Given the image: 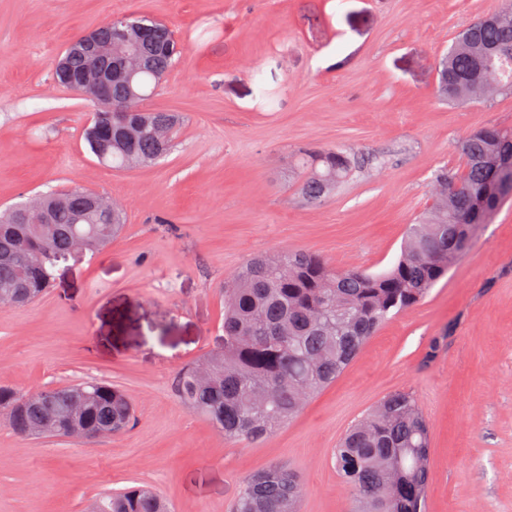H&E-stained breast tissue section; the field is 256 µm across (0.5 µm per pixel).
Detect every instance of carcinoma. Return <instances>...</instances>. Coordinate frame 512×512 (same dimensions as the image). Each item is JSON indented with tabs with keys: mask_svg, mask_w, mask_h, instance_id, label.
<instances>
[{
	"mask_svg": "<svg viewBox=\"0 0 512 512\" xmlns=\"http://www.w3.org/2000/svg\"><path fill=\"white\" fill-rule=\"evenodd\" d=\"M130 23L152 27L136 46L148 64L135 78L137 101L152 95L172 70L179 45L163 22L135 12ZM512 5L468 25L440 63L439 95L455 105L512 93ZM61 59L73 73L88 65L73 40ZM132 135L112 137L117 169L146 166L172 150L183 122L175 112L144 110L130 116ZM167 133L160 147L156 132ZM462 164L439 169L432 179L433 201L408 225L401 255L386 271L339 270L302 250L249 259L224 278V347L182 368L177 397L226 438L254 442L294 419L322 388L339 377L363 345L394 315L420 305L435 284L470 250L481 224L476 209L494 205L504 178L512 183V128L488 126L467 134ZM347 150L299 152L294 167L298 192L319 204L357 172ZM87 191L74 188L42 194L0 215V294L13 307L39 300L52 271L72 257L71 238L81 235L86 253L101 251L124 228L125 216L107 211L75 218ZM42 207L46 224L22 223L21 211ZM0 414L22 437L55 428L65 437L76 426L93 435L127 433L134 409L128 394L103 381H86L26 393L0 385ZM430 427L414 396L397 391L364 414L334 449L336 468L359 507L354 512H424L430 471ZM302 488L294 473L277 465L247 478L232 512H299ZM97 512H171L162 496L139 486L94 499Z\"/></svg>",
	"mask_w": 512,
	"mask_h": 512,
	"instance_id": "obj_1",
	"label": "carcinoma"
}]
</instances>
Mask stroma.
I'll return each instance as SVG.
<instances>
[{"instance_id":"obj_1","label":"stroma","mask_w":512,"mask_h":512,"mask_svg":"<svg viewBox=\"0 0 512 512\" xmlns=\"http://www.w3.org/2000/svg\"><path fill=\"white\" fill-rule=\"evenodd\" d=\"M506 0H0V210L81 187L123 203L95 258L59 263L36 303L0 311V384L23 392L106 380L135 409L127 434L26 439L0 417V512H85L144 484L172 512H231L273 465L301 480L300 512H351L332 460L388 394L430 425L426 512H512V201L414 309L399 313L304 410L266 439L224 438L176 396L183 366L224 343V278L250 256L307 250L380 273L432 202L460 144L512 127V95L455 106L439 61ZM167 23L181 47L145 109L184 124L157 163L100 164L96 105L59 85L64 46L116 15ZM343 148L361 169L320 205L290 178L297 151Z\"/></svg>"}]
</instances>
